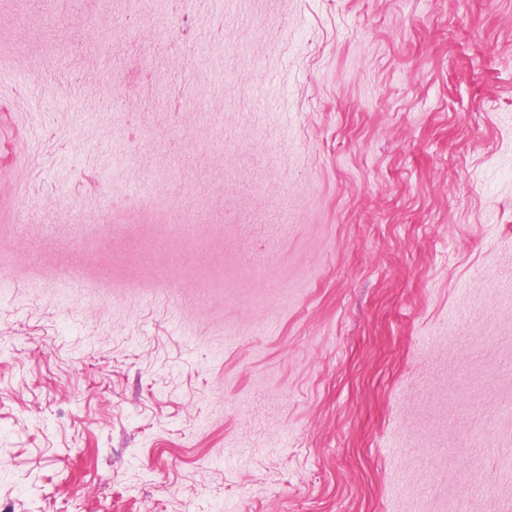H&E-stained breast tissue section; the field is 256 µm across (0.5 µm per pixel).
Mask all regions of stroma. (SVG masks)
<instances>
[{"label":"stroma","instance_id":"stroma-1","mask_svg":"<svg viewBox=\"0 0 512 512\" xmlns=\"http://www.w3.org/2000/svg\"><path fill=\"white\" fill-rule=\"evenodd\" d=\"M509 403L512 0H0V512H512Z\"/></svg>","mask_w":512,"mask_h":512}]
</instances>
